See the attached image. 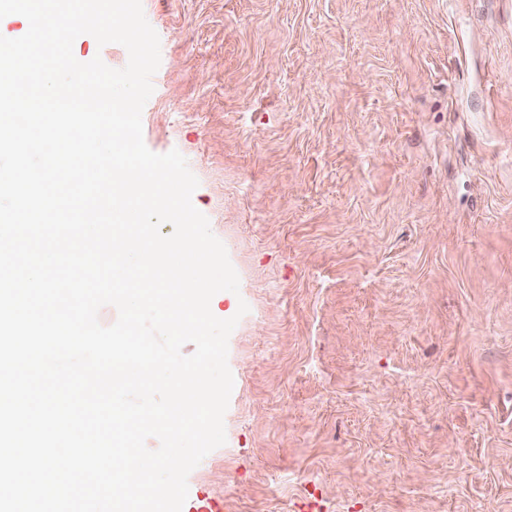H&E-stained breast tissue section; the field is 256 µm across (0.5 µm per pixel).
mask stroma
<instances>
[{"mask_svg":"<svg viewBox=\"0 0 512 512\" xmlns=\"http://www.w3.org/2000/svg\"><path fill=\"white\" fill-rule=\"evenodd\" d=\"M142 5L240 279L183 512H512V0Z\"/></svg>","mask_w":512,"mask_h":512,"instance_id":"obj_1","label":"stroma"}]
</instances>
